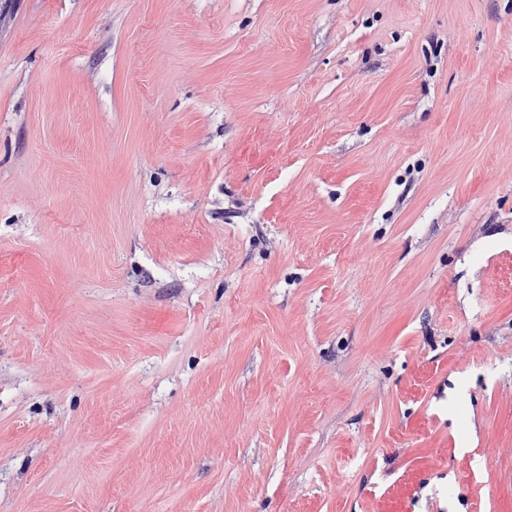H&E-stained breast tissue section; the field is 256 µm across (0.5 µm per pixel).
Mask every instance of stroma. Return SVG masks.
I'll return each mask as SVG.
<instances>
[{
	"mask_svg": "<svg viewBox=\"0 0 512 512\" xmlns=\"http://www.w3.org/2000/svg\"><path fill=\"white\" fill-rule=\"evenodd\" d=\"M0 512H512V0H0Z\"/></svg>",
	"mask_w": 512,
	"mask_h": 512,
	"instance_id": "1",
	"label": "stroma"
}]
</instances>
